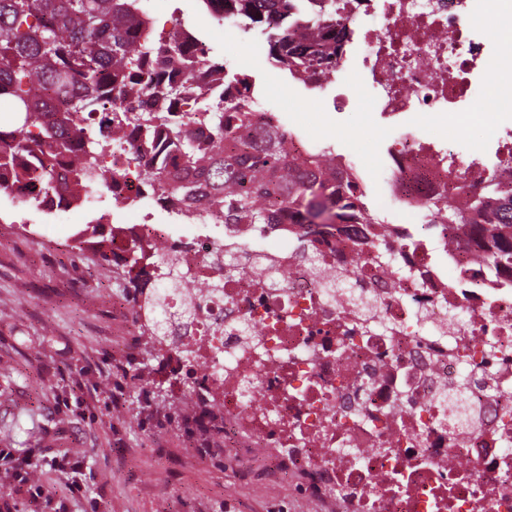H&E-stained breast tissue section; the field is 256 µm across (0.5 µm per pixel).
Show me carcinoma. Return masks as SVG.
<instances>
[{
  "label": "carcinoma",
  "mask_w": 512,
  "mask_h": 512,
  "mask_svg": "<svg viewBox=\"0 0 512 512\" xmlns=\"http://www.w3.org/2000/svg\"><path fill=\"white\" fill-rule=\"evenodd\" d=\"M245 30L267 34L272 63L296 76L326 73L336 64V0H220ZM283 22L269 26L270 14ZM151 23L138 0H0V192L28 191L32 204L47 197L79 204L106 193L112 168L105 155L129 127L141 130L135 159L161 155L140 171L142 179L199 212L224 211L226 224L270 227L268 202L288 205L294 223L314 233L334 224H381L364 202L355 174L336 178L335 153L326 147L293 154L276 126L246 138L256 120L247 80L238 78L235 101L204 108L208 137L190 128L187 114L171 103L191 99V85L170 76L179 57L192 55V35L180 42L140 44ZM212 85L224 87V62L197 61ZM448 231L467 227L484 242L477 257L495 272H512V157L469 196L431 203ZM78 249L112 263V232L88 224L77 233ZM141 252L124 264L143 302L141 335L161 352L166 346L162 312L169 289L138 283Z\"/></svg>",
  "instance_id": "cac0c4a2"
}]
</instances>
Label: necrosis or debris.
Segmentation results:
<instances>
[{"instance_id":"4bbe7bcc","label":"necrosis or debris","mask_w":512,"mask_h":512,"mask_svg":"<svg viewBox=\"0 0 512 512\" xmlns=\"http://www.w3.org/2000/svg\"><path fill=\"white\" fill-rule=\"evenodd\" d=\"M346 36L331 75L304 77L317 88L361 62L381 117L400 122L475 108L489 74L512 72L486 32L512 27L495 0H338ZM447 133L404 129L383 173L391 196L410 208L454 194L491 175L488 152L512 155V130L494 143L449 152ZM114 206L141 210L136 224L112 226V258L162 242L146 270L155 286L171 273L183 284L171 314L195 310L182 329L199 349L207 388L199 410L224 423L225 452L247 457L271 448L273 475L301 487L325 512H512V275L473 285L480 247L438 256L406 239L390 280L374 261L354 263L345 235L302 242L280 210L270 252L265 233L226 238L200 232L183 216V234L152 221L178 203L144 187L129 145L113 148ZM254 269L225 277L223 254ZM211 290L199 294V285Z\"/></svg>"}]
</instances>
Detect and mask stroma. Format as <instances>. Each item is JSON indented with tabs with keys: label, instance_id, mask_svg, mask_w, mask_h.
Instances as JSON below:
<instances>
[{
	"label": "stroma",
	"instance_id": "obj_1",
	"mask_svg": "<svg viewBox=\"0 0 512 512\" xmlns=\"http://www.w3.org/2000/svg\"><path fill=\"white\" fill-rule=\"evenodd\" d=\"M143 6L155 28L179 23L204 40L292 131L338 153L354 149L367 206L429 237L419 216L387 194L380 172L398 128L375 112L363 75L309 90L270 62L264 36L219 25L201 0ZM339 94L348 103L337 108ZM91 215L76 209L61 224L0 195V449L64 450L80 462L76 495L47 470L30 473L32 484L55 483L67 512H312L295 488L243 479L223 457L196 452L191 407L181 393H154L169 371L148 355L132 312H114L125 281L75 247Z\"/></svg>",
	"mask_w": 512,
	"mask_h": 512
}]
</instances>
